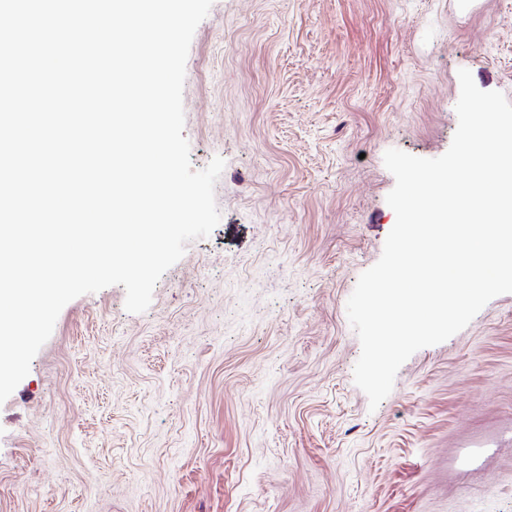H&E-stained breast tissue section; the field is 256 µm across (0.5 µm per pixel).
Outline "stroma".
Here are the masks:
<instances>
[{
	"label": "stroma",
	"mask_w": 512,
	"mask_h": 512,
	"mask_svg": "<svg viewBox=\"0 0 512 512\" xmlns=\"http://www.w3.org/2000/svg\"><path fill=\"white\" fill-rule=\"evenodd\" d=\"M512 102V0H214L183 89L221 220L149 309L69 302L0 404V512H512V293L353 381L346 303L436 158L459 69Z\"/></svg>",
	"instance_id": "35a3bbf8"
}]
</instances>
